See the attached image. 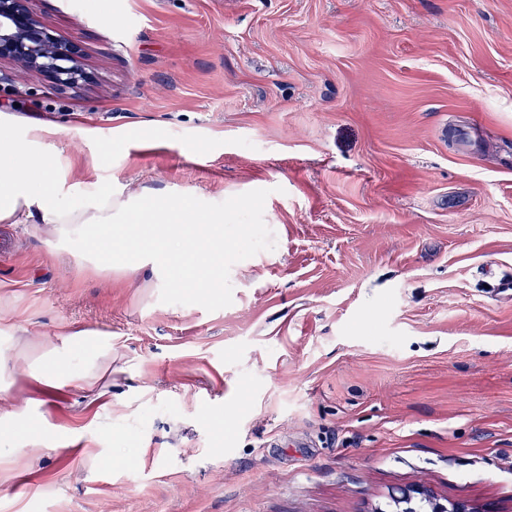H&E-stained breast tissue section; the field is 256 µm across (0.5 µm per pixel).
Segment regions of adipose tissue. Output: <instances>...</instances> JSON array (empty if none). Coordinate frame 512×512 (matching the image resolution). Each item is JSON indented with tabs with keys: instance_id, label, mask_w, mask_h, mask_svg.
Instances as JSON below:
<instances>
[{
	"instance_id": "ef3b65f1",
	"label": "adipose tissue",
	"mask_w": 512,
	"mask_h": 512,
	"mask_svg": "<svg viewBox=\"0 0 512 512\" xmlns=\"http://www.w3.org/2000/svg\"><path fill=\"white\" fill-rule=\"evenodd\" d=\"M62 186L56 164L32 155L29 148L0 137V221L14 218L19 210L53 216L58 224H95L111 232L113 222L128 210L127 202L113 200L111 191L94 195L85 210L73 212L61 200Z\"/></svg>"
}]
</instances>
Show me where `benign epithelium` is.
<instances>
[{
  "instance_id": "benign-epithelium-1",
  "label": "benign epithelium",
  "mask_w": 512,
  "mask_h": 512,
  "mask_svg": "<svg viewBox=\"0 0 512 512\" xmlns=\"http://www.w3.org/2000/svg\"><path fill=\"white\" fill-rule=\"evenodd\" d=\"M35 0H0V60L15 62L49 80L59 91L90 80L80 44L46 28L33 8ZM394 512H477L468 501L450 506L427 495L419 500L409 492L393 496Z\"/></svg>"
}]
</instances>
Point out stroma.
I'll return each instance as SVG.
<instances>
[{
  "instance_id": "35a3bbf8",
  "label": "stroma",
  "mask_w": 512,
  "mask_h": 512,
  "mask_svg": "<svg viewBox=\"0 0 512 512\" xmlns=\"http://www.w3.org/2000/svg\"><path fill=\"white\" fill-rule=\"evenodd\" d=\"M92 84L0 62L65 202L268 190L233 302L0 222V512H512V0H36ZM94 373L42 368L73 334ZM418 501L409 492L401 491L399 495H393L395 505L394 512H480L468 501H459L448 508V504H443L432 497L421 493Z\"/></svg>"
}]
</instances>
